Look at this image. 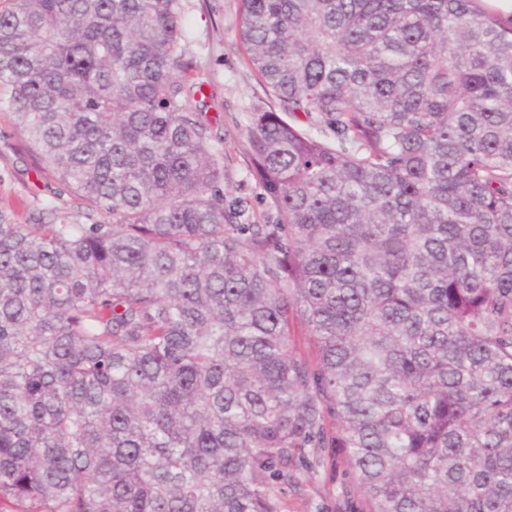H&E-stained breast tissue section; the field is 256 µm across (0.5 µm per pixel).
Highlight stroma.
I'll list each match as a JSON object with an SVG mask.
<instances>
[{"mask_svg":"<svg viewBox=\"0 0 512 512\" xmlns=\"http://www.w3.org/2000/svg\"><path fill=\"white\" fill-rule=\"evenodd\" d=\"M192 69L187 82L203 85L200 96L227 149L230 185L248 183L253 218L264 221L267 207L262 190L252 184L249 157L243 131L256 109L271 106L268 98L244 62L237 37L239 0H184ZM78 202L56 179L40 174L25 149V138L15 128L9 112L0 111V216L25 224L32 218L61 223L80 219L90 224L98 215L78 212ZM344 477L288 486L279 493L284 512H356L343 494Z\"/></svg>","mask_w":512,"mask_h":512,"instance_id":"stroma-1","label":"stroma"}]
</instances>
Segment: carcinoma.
I'll return each instance as SVG.
<instances>
[{
	"label": "carcinoma",
	"mask_w": 512,
	"mask_h": 512,
	"mask_svg": "<svg viewBox=\"0 0 512 512\" xmlns=\"http://www.w3.org/2000/svg\"><path fill=\"white\" fill-rule=\"evenodd\" d=\"M238 39L262 224L182 0L0 8V110L100 215L0 218V512H282L338 448L360 512H512V14L240 0Z\"/></svg>",
	"instance_id": "cac0c4a2"
}]
</instances>
